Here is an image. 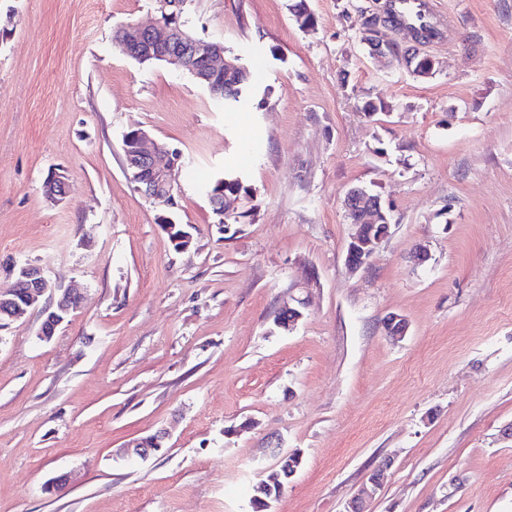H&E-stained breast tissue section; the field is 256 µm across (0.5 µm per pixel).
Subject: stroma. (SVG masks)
Listing matches in <instances>:
<instances>
[{
	"label": "stroma",
	"instance_id": "1",
	"mask_svg": "<svg viewBox=\"0 0 512 512\" xmlns=\"http://www.w3.org/2000/svg\"><path fill=\"white\" fill-rule=\"evenodd\" d=\"M433 2L421 78L369 55L372 0H306L310 31L294 0H184L191 31L272 88L227 108L117 49L156 0H0V289L31 263L83 290L51 341L37 313L0 333V512H251L273 438L302 465L272 512H342L382 462L368 512H512V0ZM135 127L182 153L189 251L124 170ZM229 170L256 198L226 228L201 186ZM353 187L392 216L355 273ZM294 297L304 317L278 330ZM161 429L162 452L120 456ZM45 196L53 202H61L67 195V183L65 175L59 170L48 173L43 182Z\"/></svg>",
	"mask_w": 512,
	"mask_h": 512
}]
</instances>
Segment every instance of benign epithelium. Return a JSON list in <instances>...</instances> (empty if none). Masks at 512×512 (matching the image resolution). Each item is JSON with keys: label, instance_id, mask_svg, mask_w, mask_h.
<instances>
[{"label": "benign epithelium", "instance_id": "1", "mask_svg": "<svg viewBox=\"0 0 512 512\" xmlns=\"http://www.w3.org/2000/svg\"><path fill=\"white\" fill-rule=\"evenodd\" d=\"M179 0H157L160 17L149 26L128 24L120 29V38L116 45L126 56H136L141 61L155 59L172 65L178 71L189 75L193 81L206 89L214 99H224V88L217 79L224 77V71L241 67L238 61L226 58L224 43L204 41L193 35L181 22L177 12L169 8ZM385 13H379L376 25L364 29V43L369 48V55L375 59H387L393 56L392 42L380 38L379 31L387 26ZM423 41V33L415 29L411 34L412 45L407 67L414 71H434L435 62L429 56L419 53L417 45ZM124 169L137 189L147 198L155 201L164 200L166 206L174 207L173 172L181 167V154L170 150L157 141L150 131L136 128L125 134L123 139ZM45 196L53 202H61L67 195L65 175L53 170L43 182ZM345 208L356 226L355 234L350 238L346 248L345 263L352 270H360L370 265L371 259L388 237L390 224L386 207L381 197L370 194L366 189H350L344 200ZM158 223L164 228L176 250L186 251L193 245V234L184 224L176 223L172 217L161 214ZM81 300V293L76 288H60L54 285L42 271L33 265H20L14 272V282L9 288L0 289V332L7 329L15 320L31 311L49 315L50 328H40V339L51 340L57 330L66 321L71 310ZM306 300L298 299L296 304L287 306L288 321L276 322L287 331L293 330L303 318ZM386 336L394 341L403 339L408 331V324L398 314L389 315L383 323ZM168 433L160 430L152 435L132 439L127 442L122 454L129 458L146 459L163 447ZM273 455L279 458V464L268 475H260L253 485V490L267 493L268 498L261 499L256 506L260 512L270 509L271 502L280 498L284 485L281 472H288L293 477L297 468H288V457L276 445L272 447ZM391 465L386 461L371 474L367 483L346 503L344 512H366L367 504L380 489L379 473Z\"/></svg>", "mask_w": 512, "mask_h": 512}]
</instances>
